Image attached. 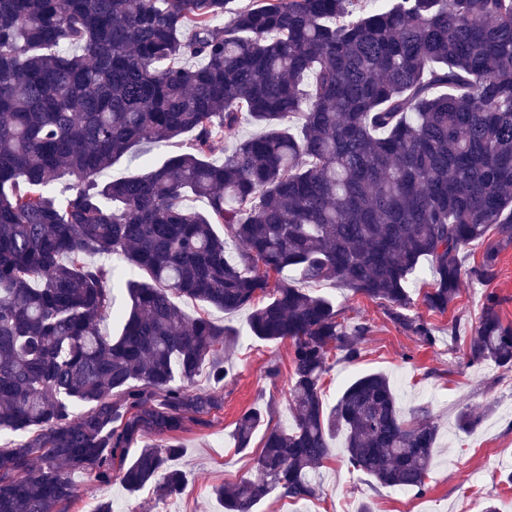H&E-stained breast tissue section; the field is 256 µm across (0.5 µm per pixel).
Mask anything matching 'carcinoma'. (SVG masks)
Here are the masks:
<instances>
[{
  "label": "carcinoma",
  "instance_id": "carcinoma-1",
  "mask_svg": "<svg viewBox=\"0 0 512 512\" xmlns=\"http://www.w3.org/2000/svg\"><path fill=\"white\" fill-rule=\"evenodd\" d=\"M0 0V512H63L72 472L135 492L183 490L177 434L224 408L231 334L185 297L291 346L295 427L266 426L260 476L217 490L224 512L273 491L305 500L345 433L351 467L422 494L438 429L405 416L388 378H356L326 409L331 353L353 362L359 322L289 283L340 282L399 308L422 262L426 306L459 294L460 250L486 245L495 276L512 245V0ZM230 14L224 19V14ZM249 119L262 132L228 144ZM142 142L176 144L159 166L98 175ZM224 149V160L213 156ZM208 209L185 204L188 194ZM224 227L242 249L225 255ZM120 258L130 301L117 309ZM486 298L471 361L512 370V326ZM116 319L120 334L101 323ZM215 386L193 388L206 362ZM481 414L464 408L471 430ZM264 422L244 412L236 447ZM142 443L133 460L131 445Z\"/></svg>",
  "mask_w": 512,
  "mask_h": 512
}]
</instances>
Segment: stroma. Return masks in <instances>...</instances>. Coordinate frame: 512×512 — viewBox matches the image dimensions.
I'll use <instances>...</instances> for the list:
<instances>
[{"label":"stroma","mask_w":512,"mask_h":512,"mask_svg":"<svg viewBox=\"0 0 512 512\" xmlns=\"http://www.w3.org/2000/svg\"><path fill=\"white\" fill-rule=\"evenodd\" d=\"M484 249V244L475 242L461 251L460 293L446 312L429 311L424 304L432 283L429 265H422L410 279L405 311L430 323L436 337L431 345L417 342L394 322L386 305L355 295L336 282L304 284L306 292L333 302L342 323L360 321L369 327L360 342L359 359L332 362L324 376L325 407L335 404L351 380L382 373L389 378L402 411L427 408L438 426L427 491L418 495L385 487L354 470L346 462L344 440L339 437L333 442L330 459L316 475L320 484L316 497L292 500L275 491L258 504L257 512H358L366 502L373 512H483L490 503L499 512H512V485L505 481L506 473L512 472V371L472 363L465 341L479 323L489 292L499 298L503 324L512 326V246L501 251L496 275L489 281L472 274ZM178 304L191 317L208 312L233 335L223 410L208 426L192 424L178 435L183 452L173 465L187 476L184 490L161 499L151 484L131 493L119 479L103 483L89 473L74 472L70 478L76 496L66 504L65 512H93L97 503L106 501L111 502L112 512L138 506L150 512H224L217 488L257 478L256 459L263 446L264 433L259 430L249 448H236L234 428L239 415L258 408L272 423L293 427L288 403L289 342L253 336L249 310L207 311L201 303L185 298ZM464 407L482 414L477 428L467 432L456 425Z\"/></svg>","instance_id":"stroma-1"}]
</instances>
